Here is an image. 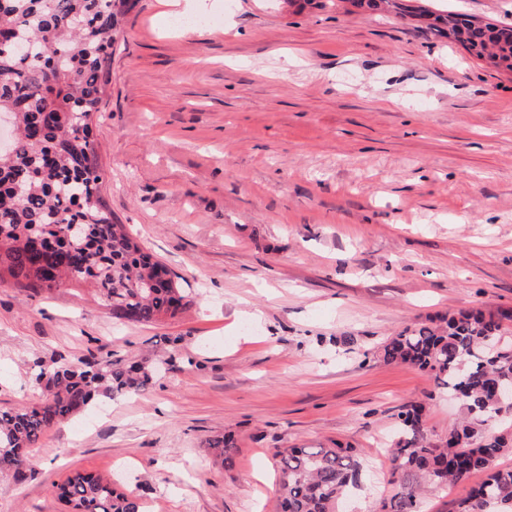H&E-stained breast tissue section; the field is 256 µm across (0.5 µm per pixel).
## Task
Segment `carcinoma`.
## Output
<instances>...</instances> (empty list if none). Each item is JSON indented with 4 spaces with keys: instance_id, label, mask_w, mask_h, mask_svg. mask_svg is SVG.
I'll return each mask as SVG.
<instances>
[{
    "instance_id": "obj_1",
    "label": "carcinoma",
    "mask_w": 512,
    "mask_h": 512,
    "mask_svg": "<svg viewBox=\"0 0 512 512\" xmlns=\"http://www.w3.org/2000/svg\"><path fill=\"white\" fill-rule=\"evenodd\" d=\"M135 0H0V117L17 135L0 152V284L34 292L76 284L93 289L118 323L152 324L187 305L179 277L144 251L116 222L101 190L104 174L93 139V117L105 93L113 33ZM448 37L488 66L512 72V27L465 15L444 19ZM507 315L480 309L406 329L380 348L384 361L431 373L460 398L463 416L446 440L432 438L422 406L399 414L388 449L396 492L388 512H421L425 485L465 486L457 512H512V469L493 462L512 450L485 427L505 413L497 390L512 387ZM144 363L60 355L33 364L34 399L0 410V473L26 478L29 453L47 430L98 398L137 393L153 380ZM224 467L234 465L229 438L210 440ZM278 512H336L361 475L351 448H275ZM483 481L466 485L474 473ZM70 512H146L143 502L117 492L106 477L75 471L57 486Z\"/></svg>"
}]
</instances>
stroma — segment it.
Segmentation results:
<instances>
[{
	"label": "stroma",
	"mask_w": 512,
	"mask_h": 512,
	"mask_svg": "<svg viewBox=\"0 0 512 512\" xmlns=\"http://www.w3.org/2000/svg\"><path fill=\"white\" fill-rule=\"evenodd\" d=\"M206 0L171 26L137 0L115 34L94 140L119 223L181 277L176 317L115 325L82 287L0 285V409L34 359H175L139 394L48 430L0 512H66L75 470L148 512H274L276 448H356L341 512L394 492L384 442L410 402L461 417L433 376L383 361L407 327L512 310V73L418 12L512 24V0ZM232 436L234 466L208 450Z\"/></svg>",
	"instance_id": "35a3bbf8"
}]
</instances>
